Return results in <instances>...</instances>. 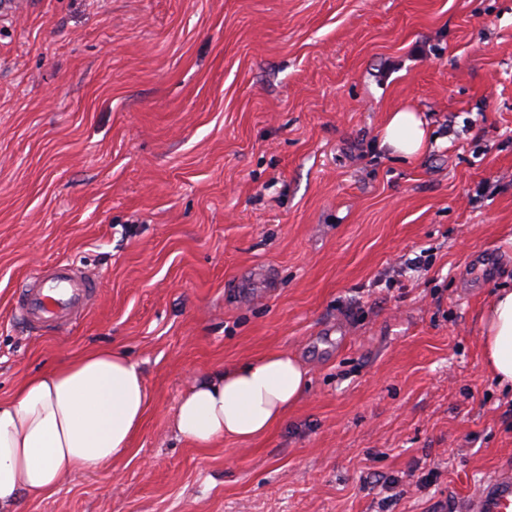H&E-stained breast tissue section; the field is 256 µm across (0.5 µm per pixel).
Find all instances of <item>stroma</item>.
<instances>
[{
	"instance_id": "obj_1",
	"label": "stroma",
	"mask_w": 512,
	"mask_h": 512,
	"mask_svg": "<svg viewBox=\"0 0 512 512\" xmlns=\"http://www.w3.org/2000/svg\"><path fill=\"white\" fill-rule=\"evenodd\" d=\"M428 122L418 157L389 112ZM70 260L76 323L13 320ZM512 286V0H21L0 7V400L117 346L149 394L110 465L19 512H454L512 465L479 317ZM285 350L250 444L171 420L190 377ZM427 139V121L418 112L405 107L390 112L381 133V145L403 158L420 155Z\"/></svg>"
}]
</instances>
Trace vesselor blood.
Segmentation results:
<instances>
[{
	"label": "vessel or blood",
	"mask_w": 512,
	"mask_h": 512,
	"mask_svg": "<svg viewBox=\"0 0 512 512\" xmlns=\"http://www.w3.org/2000/svg\"><path fill=\"white\" fill-rule=\"evenodd\" d=\"M98 292L96 278L73 264H57L17 289L14 312L31 332L65 326ZM457 512H512V469L502 468L472 494L460 499Z\"/></svg>",
	"instance_id": "1"
}]
</instances>
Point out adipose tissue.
Here are the masks:
<instances>
[{
	"label": "adipose tissue",
	"instance_id": "adipose-tissue-1",
	"mask_svg": "<svg viewBox=\"0 0 512 512\" xmlns=\"http://www.w3.org/2000/svg\"><path fill=\"white\" fill-rule=\"evenodd\" d=\"M427 122L408 108L391 112L381 140L403 158L421 154ZM486 370L512 388V289L501 288L479 317ZM309 380L288 352H271L191 379L172 419L198 448L248 443L279 425ZM148 407L144 373L120 348L93 349L26 377L0 400V512L56 489L65 477L111 464L130 448Z\"/></svg>",
	"mask_w": 512,
	"mask_h": 512
}]
</instances>
